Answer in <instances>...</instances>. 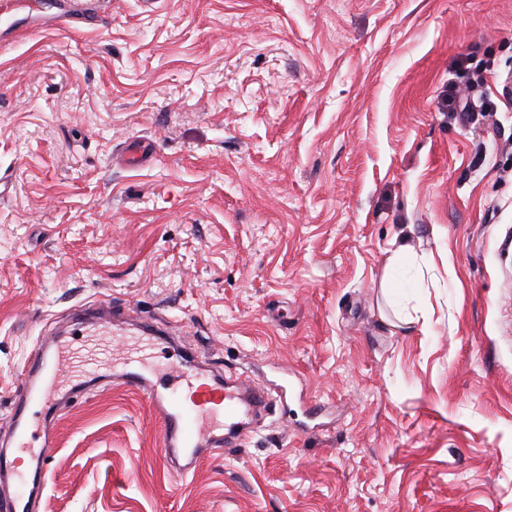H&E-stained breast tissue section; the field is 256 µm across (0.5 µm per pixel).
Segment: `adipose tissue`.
Returning a JSON list of instances; mask_svg holds the SVG:
<instances>
[{"label": "adipose tissue", "instance_id": "adipose-tissue-1", "mask_svg": "<svg viewBox=\"0 0 512 512\" xmlns=\"http://www.w3.org/2000/svg\"><path fill=\"white\" fill-rule=\"evenodd\" d=\"M432 259L418 255L407 238L391 242L387 259V276L382 283L383 293L393 306L397 325L410 324L412 318L404 311L411 290L418 285L416 274L421 270H433Z\"/></svg>", "mask_w": 512, "mask_h": 512}]
</instances>
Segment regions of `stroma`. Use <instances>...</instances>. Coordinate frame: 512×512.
Instances as JSON below:
<instances>
[{
    "mask_svg": "<svg viewBox=\"0 0 512 512\" xmlns=\"http://www.w3.org/2000/svg\"><path fill=\"white\" fill-rule=\"evenodd\" d=\"M399 233L448 253L427 330L387 322ZM102 301L117 350L151 315L157 363L246 367L275 412L180 478L145 396L76 398L34 512H512V0H111L0 43V448Z\"/></svg>",
    "mask_w": 512,
    "mask_h": 512,
    "instance_id": "35a3bbf8",
    "label": "stroma"
}]
</instances>
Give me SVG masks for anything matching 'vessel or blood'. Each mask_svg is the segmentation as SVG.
Returning <instances> with one entry per match:
<instances>
[{
	"label": "vessel or blood",
	"mask_w": 512,
	"mask_h": 512,
	"mask_svg": "<svg viewBox=\"0 0 512 512\" xmlns=\"http://www.w3.org/2000/svg\"><path fill=\"white\" fill-rule=\"evenodd\" d=\"M101 19L96 0H0V41L46 31L77 33ZM110 357L109 345L93 334L60 354L44 345L31 352L32 365L20 382L21 397L11 414L14 446L0 451V482L14 487L1 507L5 512H32L46 487L55 436L46 425L32 431L30 410L37 406L42 414L54 413L60 362L71 364L76 379L94 380ZM114 378L126 391L147 397L161 426L164 460L180 475L195 469L203 456L238 441L247 419L263 414L274 401L260 379L236 372L207 373L190 351L164 371L126 358Z\"/></svg>",
	"instance_id": "obj_1"
}]
</instances>
